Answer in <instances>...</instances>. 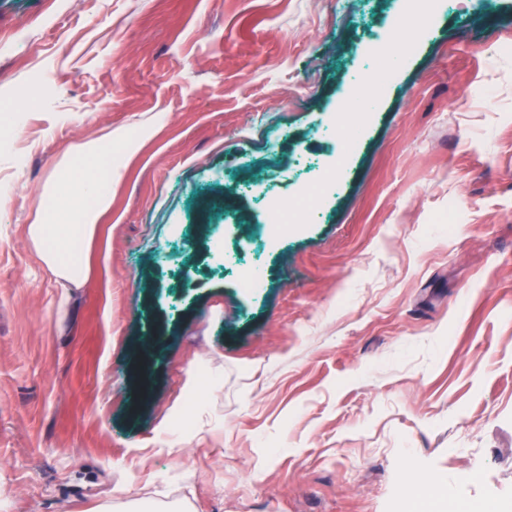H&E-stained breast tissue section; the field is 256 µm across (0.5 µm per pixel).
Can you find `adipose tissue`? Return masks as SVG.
<instances>
[{
  "label": "adipose tissue",
  "mask_w": 512,
  "mask_h": 512,
  "mask_svg": "<svg viewBox=\"0 0 512 512\" xmlns=\"http://www.w3.org/2000/svg\"><path fill=\"white\" fill-rule=\"evenodd\" d=\"M78 168L57 172L42 208L28 228L29 238L46 268L58 279L77 283L88 269L84 244L111 204L109 187L97 180L99 147L83 146Z\"/></svg>",
  "instance_id": "ef3b65f1"
}]
</instances>
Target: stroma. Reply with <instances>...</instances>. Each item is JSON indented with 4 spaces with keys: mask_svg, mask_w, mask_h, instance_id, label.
<instances>
[{
    "mask_svg": "<svg viewBox=\"0 0 512 512\" xmlns=\"http://www.w3.org/2000/svg\"><path fill=\"white\" fill-rule=\"evenodd\" d=\"M397 10L0 0V512H97L120 487L408 512L421 485L438 512H512V0H450L410 54L374 55ZM332 113L347 152L316 131ZM114 132L136 151L64 287L28 226ZM319 167V217L255 247L267 215L237 180L288 203Z\"/></svg>",
    "mask_w": 512,
    "mask_h": 512,
    "instance_id": "obj_1",
    "label": "stroma"
}]
</instances>
